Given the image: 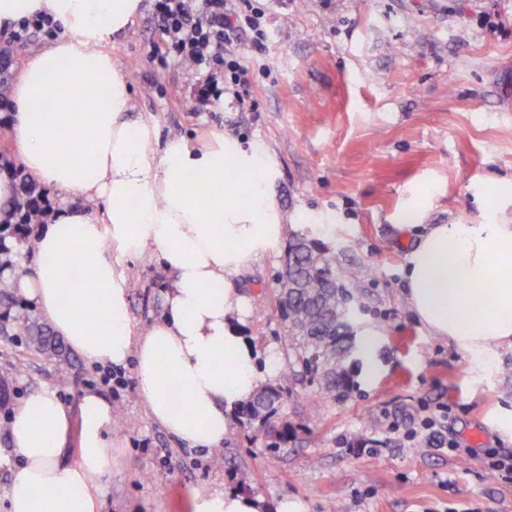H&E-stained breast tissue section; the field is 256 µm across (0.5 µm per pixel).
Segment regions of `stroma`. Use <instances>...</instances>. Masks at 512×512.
Listing matches in <instances>:
<instances>
[{
    "instance_id": "stroma-1",
    "label": "stroma",
    "mask_w": 512,
    "mask_h": 512,
    "mask_svg": "<svg viewBox=\"0 0 512 512\" xmlns=\"http://www.w3.org/2000/svg\"><path fill=\"white\" fill-rule=\"evenodd\" d=\"M268 20L262 48L232 47L249 73L211 112L195 109V74L149 60L163 35L142 0L134 26L105 48L133 95L132 118L154 123V149L214 135L258 144L276 169L272 198L289 229L334 256L349 293L351 336L378 331L368 371L344 401L326 403L296 383L274 419L278 447L231 415L215 449L188 447L150 418L135 362L102 384L100 366L65 350L57 359L0 335V512L20 465L3 429L11 410L48 388L74 405L85 392L123 413L112 430V480L100 512H191L194 494L231 489L306 512H512V473L491 474L490 456L512 452L499 421L512 412V349L477 371L472 359L430 336L405 295L409 252L427 224L512 222V0H258ZM499 194L490 195L491 186ZM414 225L400 232L404 216ZM285 251L243 268V329L259 365L288 360L276 304ZM364 265L367 277L351 278ZM125 286L135 331L162 312V275L130 263ZM447 408L459 452L387 440L382 416L408 424ZM223 465H215L216 455Z\"/></svg>"
}]
</instances>
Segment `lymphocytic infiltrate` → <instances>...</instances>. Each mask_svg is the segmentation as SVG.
<instances>
[{
    "label": "lymphocytic infiltrate",
    "mask_w": 512,
    "mask_h": 512,
    "mask_svg": "<svg viewBox=\"0 0 512 512\" xmlns=\"http://www.w3.org/2000/svg\"><path fill=\"white\" fill-rule=\"evenodd\" d=\"M153 14L165 35V44L151 51V61L164 67L174 59L206 68L209 79L197 89V100L203 107L220 100V79H229L236 86L241 83L245 68L225 45L231 34L248 29L256 38L264 36L265 12L252 0H153ZM447 422L448 412L443 409L422 418L409 430H401L394 421L387 422L385 430L392 435L403 434L410 441L434 440L439 448L453 452L456 443L444 438Z\"/></svg>",
    "instance_id": "1"
}]
</instances>
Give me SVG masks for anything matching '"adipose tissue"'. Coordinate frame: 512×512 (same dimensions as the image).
Segmentation results:
<instances>
[{"label":"adipose tissue","mask_w":512,"mask_h":512,"mask_svg":"<svg viewBox=\"0 0 512 512\" xmlns=\"http://www.w3.org/2000/svg\"><path fill=\"white\" fill-rule=\"evenodd\" d=\"M141 0H0V26L42 10L66 28L28 59L9 123L29 173L76 196L32 245L17 282L55 333L83 358L136 361L137 391L152 419L194 448L224 440L231 411L266 370L238 323L245 299L231 278L281 245L283 217L260 147L214 138L151 143L134 122L126 79L104 44L135 22ZM249 178L247 193L232 180ZM104 209H95L96 200ZM153 258L168 275L163 311L135 332L124 288L127 263ZM93 269L94 287L74 276ZM407 301L432 336L489 359L512 347V223L429 224L410 251ZM112 405L98 393L77 406L44 388L16 406L8 443L20 457L8 512H99L112 479ZM77 444L76 456L66 453ZM263 500L232 490L192 499V512H263Z\"/></svg>","instance_id":"obj_1"}]
</instances>
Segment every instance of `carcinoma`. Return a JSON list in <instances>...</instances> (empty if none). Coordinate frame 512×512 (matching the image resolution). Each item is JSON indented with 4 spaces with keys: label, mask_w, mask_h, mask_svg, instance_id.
I'll use <instances>...</instances> for the list:
<instances>
[{
    "label": "carcinoma",
    "mask_w": 512,
    "mask_h": 512,
    "mask_svg": "<svg viewBox=\"0 0 512 512\" xmlns=\"http://www.w3.org/2000/svg\"><path fill=\"white\" fill-rule=\"evenodd\" d=\"M7 150L6 144L0 145V169L9 171L15 190L0 205V272L16 267L17 249L27 245L34 227L53 208L24 166L5 155ZM333 264L334 257L315 249L305 238H289L279 274L289 280L288 298L278 292L277 307L287 322L292 355L275 382L261 384L251 400L238 408L247 424H259L269 438L275 432L272 420L290 394L288 383L298 376H318L319 395L328 402H340L354 389L353 350L343 332L349 296L336 286ZM24 299L12 278H0V302L17 305ZM7 333L24 338L26 347L36 353L55 355L61 351L50 326L38 317L14 319Z\"/></svg>",
    "instance_id": "1"
}]
</instances>
